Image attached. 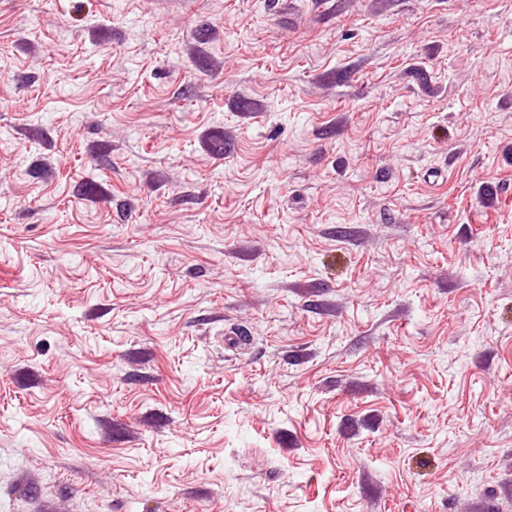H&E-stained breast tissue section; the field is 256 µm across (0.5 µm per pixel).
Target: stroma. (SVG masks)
Returning a JSON list of instances; mask_svg holds the SVG:
<instances>
[{
  "label": "stroma",
  "mask_w": 512,
  "mask_h": 512,
  "mask_svg": "<svg viewBox=\"0 0 512 512\" xmlns=\"http://www.w3.org/2000/svg\"><path fill=\"white\" fill-rule=\"evenodd\" d=\"M0 512H512V0H0Z\"/></svg>",
  "instance_id": "obj_1"
}]
</instances>
